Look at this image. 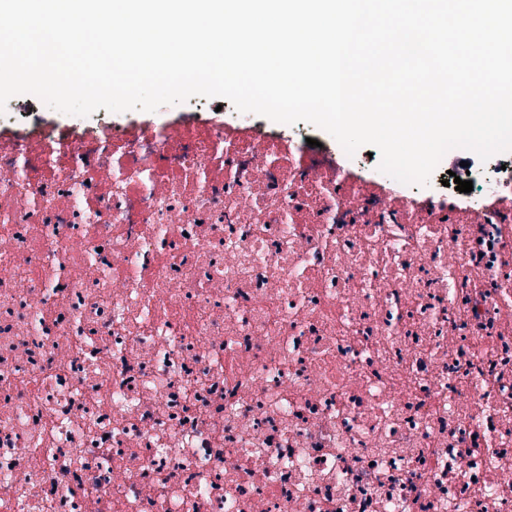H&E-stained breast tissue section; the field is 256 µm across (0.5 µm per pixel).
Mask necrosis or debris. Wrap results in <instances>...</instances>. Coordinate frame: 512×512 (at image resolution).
I'll return each instance as SVG.
<instances>
[{"instance_id": "4bbe7bcc", "label": "necrosis or debris", "mask_w": 512, "mask_h": 512, "mask_svg": "<svg viewBox=\"0 0 512 512\" xmlns=\"http://www.w3.org/2000/svg\"><path fill=\"white\" fill-rule=\"evenodd\" d=\"M482 191L230 125L0 139V512H512V159ZM369 153H373L372 158H369ZM353 156L359 162L363 174L374 181L395 183L398 185L406 186L414 189V191H417L419 194H430L436 190H441L443 186L442 179L439 178V180H436L433 174H431L426 185H405L396 181L392 177L379 171L378 167L380 163V153L373 146H362L356 150Z\"/></svg>"}]
</instances>
